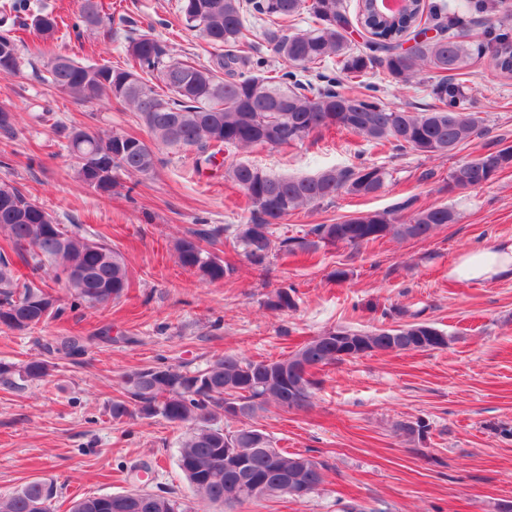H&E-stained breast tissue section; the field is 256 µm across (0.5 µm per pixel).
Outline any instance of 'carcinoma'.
Wrapping results in <instances>:
<instances>
[{
    "label": "carcinoma",
    "instance_id": "obj_1",
    "mask_svg": "<svg viewBox=\"0 0 512 512\" xmlns=\"http://www.w3.org/2000/svg\"><path fill=\"white\" fill-rule=\"evenodd\" d=\"M308 26L292 34L284 27L300 15ZM183 25L212 44L217 53L212 64L200 67L177 57L165 43L146 34L128 38L121 65L82 64L56 55L48 62L46 81L55 89L92 104L118 103L137 113L149 134L145 140L124 132H91L62 127L74 160L75 178L90 187L86 162L99 155L108 160L107 175L99 188L109 194L116 175H149L155 171L161 147L194 150L195 168L212 164L224 149H249L258 145L280 147L302 143L312 133L339 129L349 131L376 146L393 145L431 155L455 150L484 130L480 112L465 106V87L457 80L469 74L475 62L486 55L496 67L512 73V37L509 31L487 32L485 40H470L464 33L467 21L448 13L446 5L433 6L424 15L422 0H410L396 14L381 15L372 0H359L358 23L374 38L365 49L350 46V21L343 0H182ZM81 19L85 27L101 28L112 18L100 17L95 0H83ZM266 24L265 40L275 55L315 79H301L294 71L265 68V61L241 54L248 39L250 20ZM440 30L404 52L401 41L419 32L422 20ZM63 19L41 14L33 26L42 40L54 38ZM20 65L18 39L10 31L0 34V75L15 74ZM433 72L430 94L436 101L425 112H409L369 93L351 95L343 83L369 75L398 84L413 82L422 72ZM512 167V148L488 150L460 162L448 174V192L480 188ZM224 177L247 198L249 218L234 229L209 226L174 244L177 263L211 282L235 271L208 247L228 232L233 247L242 250L257 271H269L274 248L272 226L298 209L316 206L346 194L370 196L381 192L391 180L384 168L361 163L333 168L313 176L276 177L245 162L232 163ZM11 200L24 205L21 216ZM407 198L393 209L349 216L335 224H314L302 239L284 238L279 249L293 246L310 251L338 243L359 247L387 236L417 239L429 236L443 224L456 221L446 207L414 208ZM0 233L29 270L21 274L0 253V326L25 332L60 318L64 308L36 280L42 272L65 280L78 304L105 306L119 299L130 286L122 255L100 239L69 230L19 188L0 185ZM75 268L87 271L74 281ZM293 289L280 288L266 302L275 311L294 307ZM433 331L440 340L428 347L444 349L448 338L423 321L404 322L374 330L338 327L313 338L298 349L310 368L359 357L358 344L378 352L424 351L421 337ZM91 338L66 336L44 345L48 354L68 358L83 356ZM50 375V362L40 358L16 367L0 363V384L22 388L42 382ZM319 380L308 372L292 375L288 359L268 363L226 354L196 371L158 366L130 372L124 390L131 400L116 398L112 418L160 417L185 428L179 445L178 464L193 496L200 502L239 505L277 498L279 486L296 474L314 492L324 480L325 465L301 463L303 456L273 447L268 434L250 422L274 403L287 409L310 405ZM232 419L235 428L218 424ZM56 489L44 480L30 481L16 491L0 495V512H46L39 505L52 501ZM112 512H192L185 501L144 490L117 495Z\"/></svg>",
    "mask_w": 512,
    "mask_h": 512
}]
</instances>
